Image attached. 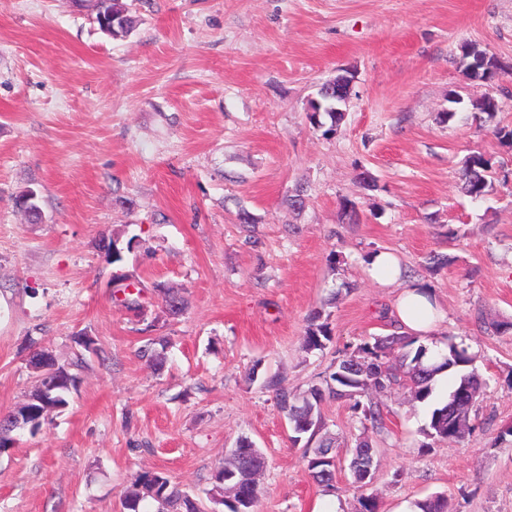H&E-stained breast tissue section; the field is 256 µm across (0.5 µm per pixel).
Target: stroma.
Returning <instances> with one entry per match:
<instances>
[{"label": "stroma", "instance_id": "1", "mask_svg": "<svg viewBox=\"0 0 512 512\" xmlns=\"http://www.w3.org/2000/svg\"><path fill=\"white\" fill-rule=\"evenodd\" d=\"M125 3L135 28L115 40L74 0H0V412L36 384L31 345L62 364L77 333L99 348L69 407L0 454V512H120L146 471L205 503L243 438L267 461L258 512H359L348 467L325 495L274 395L248 376L281 374L297 395L321 384L343 352L396 332L414 280L442 313L423 344L465 347L484 381L471 430L427 437L431 404L406 391L369 392L375 424L327 400V429L344 461L357 440L372 445L366 492L383 512L435 494L448 512H512V140L497 134L512 130V0ZM467 43L502 63L492 82L464 72ZM341 68L355 82L328 133L308 102ZM488 92L499 112H466ZM452 95L463 105L441 122ZM474 154L491 165L479 201L460 181ZM29 190L42 220L15 204ZM347 200L358 219L342 218ZM380 251L398 257L399 282L370 277ZM433 253L447 265L431 267ZM117 274L144 315L114 297ZM159 282L181 291L182 316L165 314ZM318 309L333 339L308 352ZM150 339L163 368L137 354Z\"/></svg>", "mask_w": 512, "mask_h": 512}]
</instances>
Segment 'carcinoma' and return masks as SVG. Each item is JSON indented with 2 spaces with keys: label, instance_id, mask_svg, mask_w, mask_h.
<instances>
[{
  "label": "carcinoma",
  "instance_id": "carcinoma-1",
  "mask_svg": "<svg viewBox=\"0 0 512 512\" xmlns=\"http://www.w3.org/2000/svg\"><path fill=\"white\" fill-rule=\"evenodd\" d=\"M95 22L99 27L108 24L112 26L113 37L124 39L134 30V24L129 9L122 0H99L95 13ZM465 72L474 80H487L490 67L494 66V57L473 45L464 48ZM351 92L349 81L334 86L321 85L318 97L309 103V119L313 125L320 127V117L326 116L332 124H337L343 117L339 109L346 106ZM471 108L476 112L492 114L499 110L498 99L487 93L471 101ZM490 164L480 155L469 157L464 164V191L473 198L483 196L488 187ZM331 341L329 323L321 320V312L314 313L303 336V348L307 351L322 350ZM398 350L396 363L385 361L388 350ZM350 359L362 361L364 373L362 383L355 388V394L348 396L353 401V410H362L364 418L376 423L380 420L377 406L364 404L361 398L366 396L369 389L379 392L407 390L421 402L429 400L436 388L439 374L453 370L454 388L449 395H454L461 389H466L471 398H476L480 382L476 373L469 369L472 358L467 350L448 342V352L431 353L430 349L418 343V338L401 334H391L374 338V342H365L356 350L344 353L342 358L329 374L323 385H314L308 389V394L294 396L288 391L284 378L276 373L263 377L262 387L273 393L279 409L289 417H297L308 425L309 438L314 440L315 447L306 448L303 457L306 462L316 456L317 452L325 450L332 458L337 457L335 442L327 435L325 422L321 413V405L326 397H335L343 389L340 375L341 366ZM426 435L436 440L448 439V400H440L430 411V420ZM266 466L264 454L242 453L235 460L225 459L224 464L212 474V488L221 486V481L229 478L239 484L240 492L249 500L250 506L225 500L224 507L228 512L247 509L257 512L261 497L259 482L251 479V471ZM158 504L157 512H201L199 503L178 485L172 483L169 476L163 472H145L136 481V488L129 492L122 502L124 512H148L147 504ZM418 512H447V503L440 495L427 497L416 502Z\"/></svg>",
  "mask_w": 512,
  "mask_h": 512
}]
</instances>
